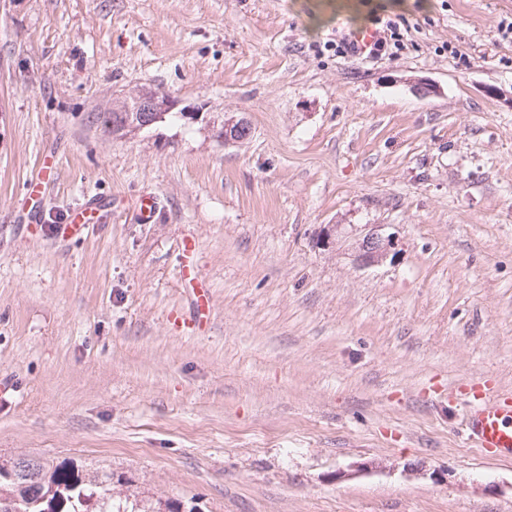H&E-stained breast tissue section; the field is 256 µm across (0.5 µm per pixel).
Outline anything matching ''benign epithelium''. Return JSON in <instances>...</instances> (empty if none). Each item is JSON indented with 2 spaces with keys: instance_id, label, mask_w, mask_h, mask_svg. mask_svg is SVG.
I'll list each match as a JSON object with an SVG mask.
<instances>
[{
  "instance_id": "1",
  "label": "benign epithelium",
  "mask_w": 512,
  "mask_h": 512,
  "mask_svg": "<svg viewBox=\"0 0 512 512\" xmlns=\"http://www.w3.org/2000/svg\"><path fill=\"white\" fill-rule=\"evenodd\" d=\"M176 106L169 95L143 87L123 88L112 93V111L126 113L127 119L112 136L123 139L163 119ZM251 135L243 118L224 120V144L241 143ZM342 224H325L317 234L316 245L332 250L342 237ZM398 239L388 224H362L351 246L352 261L360 268L381 265L394 258Z\"/></svg>"
}]
</instances>
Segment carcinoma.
<instances>
[{
	"mask_svg": "<svg viewBox=\"0 0 512 512\" xmlns=\"http://www.w3.org/2000/svg\"><path fill=\"white\" fill-rule=\"evenodd\" d=\"M88 122L119 127L124 113L91 112ZM16 479L0 480V512H195L201 508L195 496L187 500L138 498L114 487H130V481L110 470L84 466L58 467L25 456H0V474Z\"/></svg>",
	"mask_w": 512,
	"mask_h": 512,
	"instance_id": "cac0c4a2",
	"label": "carcinoma"
}]
</instances>
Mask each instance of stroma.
I'll use <instances>...</instances> for the list:
<instances>
[{"instance_id":"35a3bbf8","label":"stroma","mask_w":512,"mask_h":512,"mask_svg":"<svg viewBox=\"0 0 512 512\" xmlns=\"http://www.w3.org/2000/svg\"><path fill=\"white\" fill-rule=\"evenodd\" d=\"M386 2L0 0V455L206 512H512L457 393L512 392V0H402L397 57L337 54ZM127 86L200 118L87 123ZM325 224L399 253L357 268ZM251 135V127L244 118L224 120V142L225 144L241 143Z\"/></svg>"}]
</instances>
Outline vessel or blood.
I'll use <instances>...</instances> for the list:
<instances>
[{
  "label": "vessel or blood",
  "instance_id": "1",
  "mask_svg": "<svg viewBox=\"0 0 512 512\" xmlns=\"http://www.w3.org/2000/svg\"><path fill=\"white\" fill-rule=\"evenodd\" d=\"M465 432L480 451L512 457V394L471 381L459 387Z\"/></svg>",
  "mask_w": 512,
  "mask_h": 512
}]
</instances>
